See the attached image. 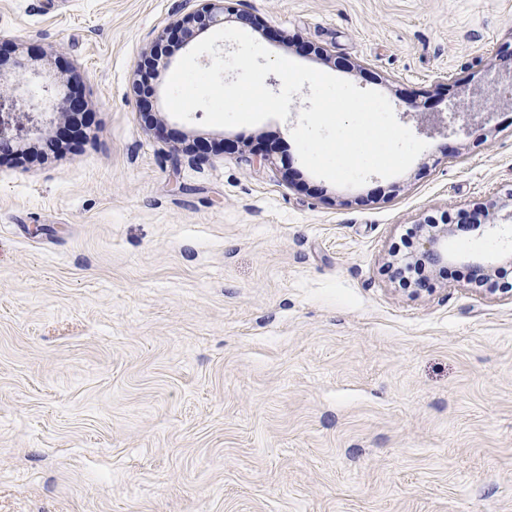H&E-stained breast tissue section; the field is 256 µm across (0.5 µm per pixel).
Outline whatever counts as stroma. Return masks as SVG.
<instances>
[{"instance_id":"1","label":"stroma","mask_w":512,"mask_h":512,"mask_svg":"<svg viewBox=\"0 0 512 512\" xmlns=\"http://www.w3.org/2000/svg\"><path fill=\"white\" fill-rule=\"evenodd\" d=\"M203 4L0 0L22 94L86 103L0 155V512H512V295L464 263L512 271V227L451 236L421 294L391 274L425 216L512 209V0H238L426 142L355 188L300 159L309 88L284 121L178 120L182 44L138 102L157 33Z\"/></svg>"}]
</instances>
